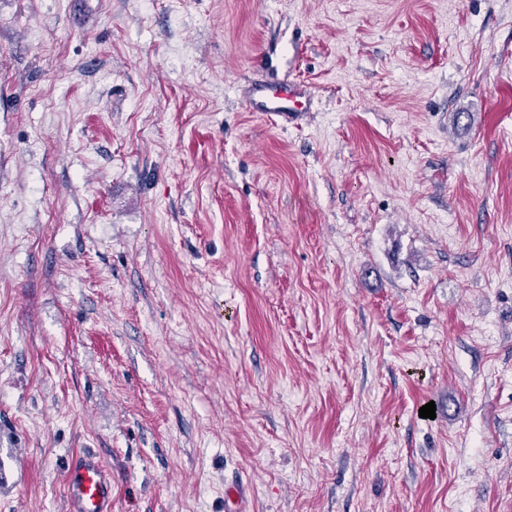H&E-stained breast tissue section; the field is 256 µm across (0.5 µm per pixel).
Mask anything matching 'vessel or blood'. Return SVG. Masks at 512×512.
I'll return each instance as SVG.
<instances>
[{"label":"vessel or blood","instance_id":"obj_1","mask_svg":"<svg viewBox=\"0 0 512 512\" xmlns=\"http://www.w3.org/2000/svg\"><path fill=\"white\" fill-rule=\"evenodd\" d=\"M309 86L255 83L244 92L245 106L253 112H270L291 119L310 104ZM69 512H112V473L93 454L77 455L69 469L66 490Z\"/></svg>","mask_w":512,"mask_h":512}]
</instances>
